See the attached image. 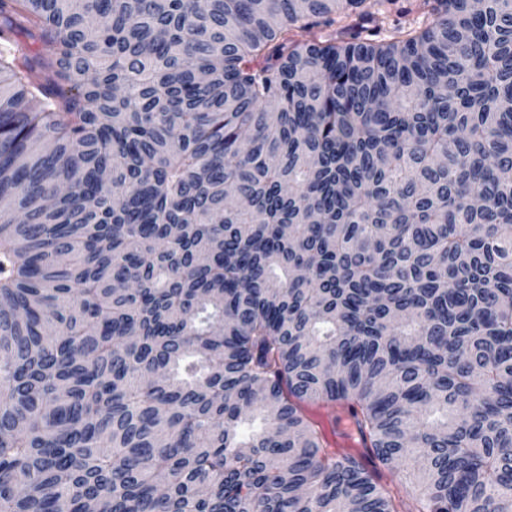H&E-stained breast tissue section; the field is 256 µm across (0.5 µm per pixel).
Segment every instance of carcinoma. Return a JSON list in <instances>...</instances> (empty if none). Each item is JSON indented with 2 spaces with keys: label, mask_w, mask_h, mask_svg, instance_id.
I'll return each mask as SVG.
<instances>
[{
  "label": "carcinoma",
  "mask_w": 512,
  "mask_h": 512,
  "mask_svg": "<svg viewBox=\"0 0 512 512\" xmlns=\"http://www.w3.org/2000/svg\"><path fill=\"white\" fill-rule=\"evenodd\" d=\"M93 503L512 512V0H0V512ZM335 436L332 439L336 441V448H358L349 452L359 455L364 460L367 453L363 448H367L368 442H364L362 437L357 433L355 418L348 412L337 411Z\"/></svg>",
  "instance_id": "carcinoma-1"
}]
</instances>
